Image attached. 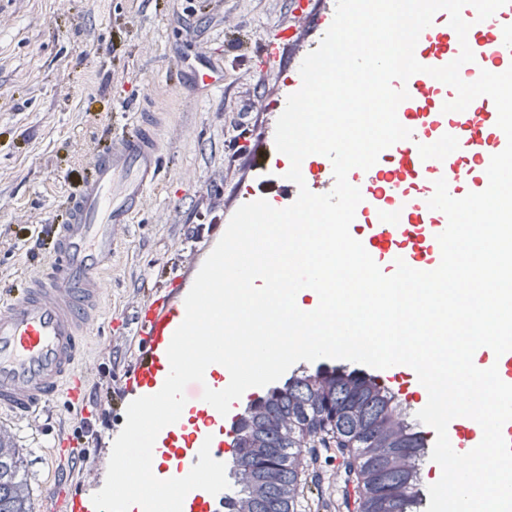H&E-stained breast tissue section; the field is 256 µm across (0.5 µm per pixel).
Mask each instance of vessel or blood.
Instances as JSON below:
<instances>
[{
  "mask_svg": "<svg viewBox=\"0 0 512 512\" xmlns=\"http://www.w3.org/2000/svg\"><path fill=\"white\" fill-rule=\"evenodd\" d=\"M335 5L336 0H290L295 23L275 29L261 56L282 57L301 32L304 19L314 24L307 48L315 50L333 21ZM461 15L471 24L466 40H459L448 13L438 11L420 34L416 59L429 67H441L455 60L466 44L474 60L460 69L464 81L477 80L484 70L501 73L511 68L512 0L483 21L470 5ZM302 60L299 53L287 60L279 95L273 100L258 96L253 102L255 111L280 116L288 96L301 87ZM392 86L409 92L397 117L413 136L383 150L371 168L349 171V183L359 188L363 197L354 221L362 226L359 240L371 257H400L414 269L432 271L442 258L437 236L448 224L443 212L427 205L435 181L446 179L455 198L465 186L473 192L484 191L489 184L486 170L490 159L505 148L506 136L496 125L497 111L487 110L484 98H476L464 111L447 113L443 106L455 100L457 92L428 74L417 73L407 83L396 80ZM155 125V117L136 116L132 131L116 138L97 156L92 178L70 201L69 221L59 227L44 272L0 306L1 410L30 421L61 393L72 404H82L86 379L100 373L97 363L83 358V340L101 314L109 286L103 271L112 261V251L139 214L147 190L161 178L162 153ZM274 135V126H267L251 153L250 181L243 200L263 198L282 209L295 201L298 187L285 177L287 168L275 148ZM301 172L313 193L324 194L334 187L329 158L304 159ZM205 259L203 253H189L182 261L174 292L152 296L135 310L142 349L124 377L123 403L162 388L170 371L167 349L185 317V297ZM194 419L192 428L177 422L158 434L156 448L166 449L177 466L153 465L157 478L186 476L198 463L205 444L215 460H223V415L201 400ZM80 464L95 472L92 483L76 488L56 481L43 492L45 499L64 503L65 512H95L92 497L105 482L97 457L84 456ZM182 512H224V496L192 490L183 501Z\"/></svg>",
  "mask_w": 512,
  "mask_h": 512,
  "instance_id": "1",
  "label": "vessel or blood"
}]
</instances>
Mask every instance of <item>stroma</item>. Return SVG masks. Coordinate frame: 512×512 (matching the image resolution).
Returning <instances> with one entry per match:
<instances>
[{
  "instance_id": "1",
  "label": "stroma",
  "mask_w": 512,
  "mask_h": 512,
  "mask_svg": "<svg viewBox=\"0 0 512 512\" xmlns=\"http://www.w3.org/2000/svg\"><path fill=\"white\" fill-rule=\"evenodd\" d=\"M239 21L225 30V15ZM288 20L287 0H0V292L22 287L45 269L49 251L37 235L55 231L96 156L119 132L124 113L154 112L162 123L166 175L151 188L128 240L112 252V287L103 320L89 332L84 356L112 376L140 351L133 313L152 289L179 275L183 258L202 248L201 230L232 216L249 178L247 153L269 121L252 110L256 96L276 97L281 75L250 61ZM224 68V86L183 85L204 62ZM193 124L186 138L177 130ZM193 172L205 192L182 182ZM97 378L85 405L55 398L39 426L0 411L12 446L27 463V488L40 507L46 484L88 483L67 461L49 468L56 438L77 436L94 410ZM302 512H351L346 465L336 446L309 440L298 459Z\"/></svg>"
}]
</instances>
